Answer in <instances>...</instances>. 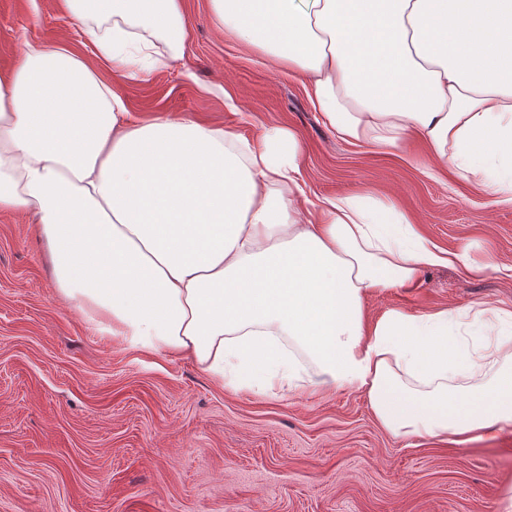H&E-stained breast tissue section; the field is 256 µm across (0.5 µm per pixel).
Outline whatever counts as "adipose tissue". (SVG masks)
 Returning <instances> with one entry per match:
<instances>
[{
  "instance_id": "adipose-tissue-1",
  "label": "adipose tissue",
  "mask_w": 512,
  "mask_h": 512,
  "mask_svg": "<svg viewBox=\"0 0 512 512\" xmlns=\"http://www.w3.org/2000/svg\"><path fill=\"white\" fill-rule=\"evenodd\" d=\"M114 65L138 72L185 36L181 0H66ZM213 22L307 80L345 140L417 133L479 185L512 191V0H211ZM141 58V59H142ZM298 141L260 144L175 118L135 122L67 48L29 46L0 76V211L35 210L59 295L100 335L191 360L225 387L364 393L398 437L463 444L512 426V308L463 318L367 297L444 251L395 207L342 195L308 206Z\"/></svg>"
}]
</instances>
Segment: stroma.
Returning <instances> with one entry per match:
<instances>
[{"label": "stroma", "mask_w": 512, "mask_h": 512, "mask_svg": "<svg viewBox=\"0 0 512 512\" xmlns=\"http://www.w3.org/2000/svg\"><path fill=\"white\" fill-rule=\"evenodd\" d=\"M183 4L181 47L130 77L65 0H0V75L26 45L61 46L120 91L133 121H197L249 141L290 129L313 202L390 201L439 248L494 263L478 277L429 268L368 297L370 319L512 304L506 193L431 161L411 133L397 149L342 140L300 76L218 31L210 0ZM510 496L512 428L462 446L401 438L351 389L234 392L191 361L123 348L59 298L32 215L0 212V512H503Z\"/></svg>", "instance_id": "35a3bbf8"}]
</instances>
